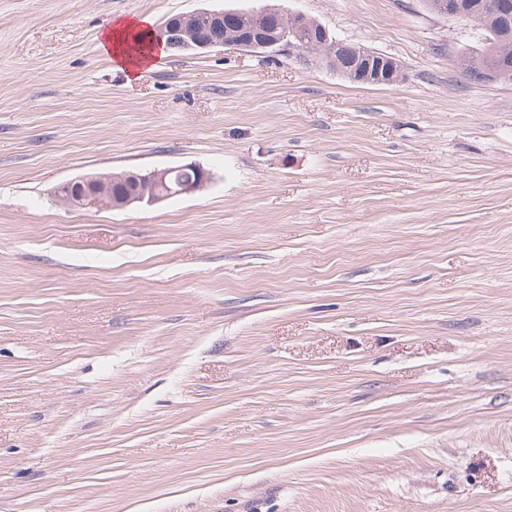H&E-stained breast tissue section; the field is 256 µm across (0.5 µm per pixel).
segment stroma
Listing matches in <instances>:
<instances>
[{
  "label": "stroma",
  "instance_id": "obj_1",
  "mask_svg": "<svg viewBox=\"0 0 512 512\" xmlns=\"http://www.w3.org/2000/svg\"><path fill=\"white\" fill-rule=\"evenodd\" d=\"M274 2L404 81H134L116 16L256 0H0V512H512V82L423 0ZM186 163L149 208L51 194ZM354 51L359 68L355 72L346 75L353 82L393 86L404 80L403 69L393 57L360 45L356 46Z\"/></svg>",
  "mask_w": 512,
  "mask_h": 512
}]
</instances>
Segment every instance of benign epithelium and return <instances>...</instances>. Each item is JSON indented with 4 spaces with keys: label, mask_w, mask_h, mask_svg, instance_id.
<instances>
[{
    "label": "benign epithelium",
    "mask_w": 512,
    "mask_h": 512,
    "mask_svg": "<svg viewBox=\"0 0 512 512\" xmlns=\"http://www.w3.org/2000/svg\"><path fill=\"white\" fill-rule=\"evenodd\" d=\"M250 15L261 19L263 27L252 35H241L236 29L238 12L234 10L199 8L192 12L171 17L153 29L156 44L182 52L202 54L210 49L231 46L240 50L279 54L288 52V56L303 63L312 60L324 61L332 67L335 63L334 48L344 42L330 37L325 27L318 24L319 45L324 48L321 53L312 51L302 36L307 26L308 16L291 12L282 7L272 8L268 5L250 10ZM216 29L225 28L228 34L221 38L206 37L202 29L206 26ZM359 68L349 74V78L360 84L393 86L401 83L405 74L397 61L384 53L373 51L363 46L354 48ZM191 169L197 178L187 181L170 180L169 176L178 170ZM128 190L108 201L113 209L130 206L151 207L173 197L190 195L207 187L211 173L196 163L154 168L147 171L126 172L119 175ZM104 180L100 174L83 176L58 185L54 190L56 197H61L62 190L69 191L64 203L72 208H91L100 204V195L96 193L99 183Z\"/></svg>",
    "instance_id": "1"
}]
</instances>
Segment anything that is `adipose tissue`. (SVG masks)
<instances>
[{
    "label": "adipose tissue",
    "instance_id": "obj_1",
    "mask_svg": "<svg viewBox=\"0 0 512 512\" xmlns=\"http://www.w3.org/2000/svg\"><path fill=\"white\" fill-rule=\"evenodd\" d=\"M151 37L144 21L120 17L103 33L99 46L108 59L136 78L155 59Z\"/></svg>",
    "mask_w": 512,
    "mask_h": 512
}]
</instances>
